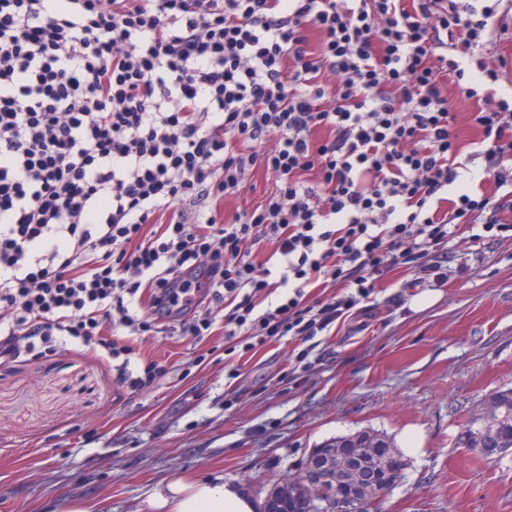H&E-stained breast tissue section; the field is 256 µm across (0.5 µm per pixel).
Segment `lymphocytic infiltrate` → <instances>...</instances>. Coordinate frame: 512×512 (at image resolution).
I'll return each mask as SVG.
<instances>
[{
  "label": "lymphocytic infiltrate",
  "instance_id": "obj_1",
  "mask_svg": "<svg viewBox=\"0 0 512 512\" xmlns=\"http://www.w3.org/2000/svg\"><path fill=\"white\" fill-rule=\"evenodd\" d=\"M483 0H0V362L129 355L164 318L228 352L369 315L512 212V61ZM481 101L465 152L449 87ZM261 202L225 221L254 170ZM270 245L277 269L257 261ZM210 309L192 314L196 272ZM322 284L324 291L310 288ZM280 303L265 307L270 287Z\"/></svg>",
  "mask_w": 512,
  "mask_h": 512
}]
</instances>
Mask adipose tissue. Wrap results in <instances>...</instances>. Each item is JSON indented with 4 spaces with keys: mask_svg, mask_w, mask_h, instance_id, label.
<instances>
[{
    "mask_svg": "<svg viewBox=\"0 0 512 512\" xmlns=\"http://www.w3.org/2000/svg\"><path fill=\"white\" fill-rule=\"evenodd\" d=\"M145 512H256V502L222 479L177 477L160 481Z\"/></svg>",
    "mask_w": 512,
    "mask_h": 512,
    "instance_id": "1",
    "label": "adipose tissue"
}]
</instances>
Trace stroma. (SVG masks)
Listing matches in <instances>:
<instances>
[{"label":"stroma","instance_id":"stroma-1","mask_svg":"<svg viewBox=\"0 0 512 512\" xmlns=\"http://www.w3.org/2000/svg\"><path fill=\"white\" fill-rule=\"evenodd\" d=\"M432 286L394 269L366 327H336L312 364L294 342L224 350V323L192 337H138L133 362L167 361L137 394L100 352L58 351L0 366V512H139L162 479L223 477L256 502L314 448L360 430L404 462L384 512H512V453L487 459L455 436L512 388V231L463 224Z\"/></svg>","mask_w":512,"mask_h":512}]
</instances>
